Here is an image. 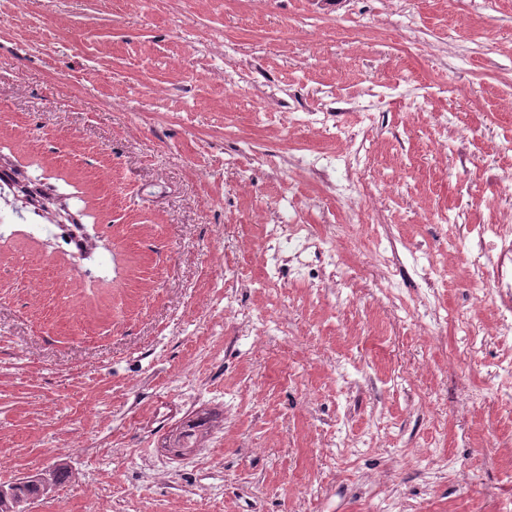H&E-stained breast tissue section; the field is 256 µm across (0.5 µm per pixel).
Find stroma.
I'll return each mask as SVG.
<instances>
[{
    "instance_id": "obj_1",
    "label": "stroma",
    "mask_w": 512,
    "mask_h": 512,
    "mask_svg": "<svg viewBox=\"0 0 512 512\" xmlns=\"http://www.w3.org/2000/svg\"><path fill=\"white\" fill-rule=\"evenodd\" d=\"M0 175V484L69 471L33 512L512 503V334L448 249L512 215V0H0Z\"/></svg>"
}]
</instances>
